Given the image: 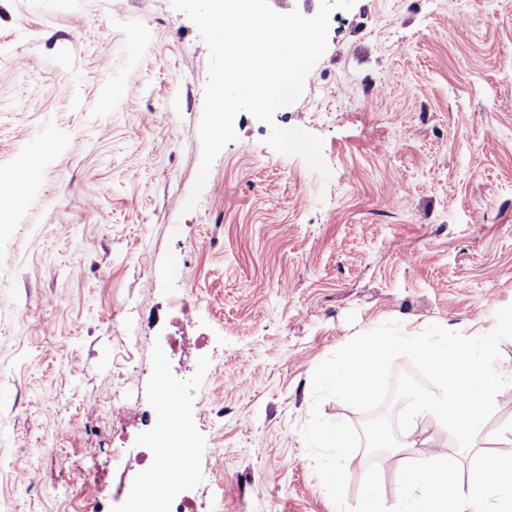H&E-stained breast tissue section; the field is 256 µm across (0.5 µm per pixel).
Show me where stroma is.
Masks as SVG:
<instances>
[{
  "label": "stroma",
  "instance_id": "obj_1",
  "mask_svg": "<svg viewBox=\"0 0 512 512\" xmlns=\"http://www.w3.org/2000/svg\"><path fill=\"white\" fill-rule=\"evenodd\" d=\"M208 59L172 0H0V175L34 182L0 222V512H130L114 492L146 472L108 450L150 443L164 384L203 512H357L368 480L392 507L400 414L386 456L363 420L426 366L395 353L367 403L322 369L373 331L512 313V0L334 10L275 115L322 138L330 180L243 112L185 214ZM497 400L475 443L506 456ZM336 427L362 459L338 486Z\"/></svg>",
  "mask_w": 512,
  "mask_h": 512
}]
</instances>
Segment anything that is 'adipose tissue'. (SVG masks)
<instances>
[{
	"label": "adipose tissue",
	"mask_w": 512,
	"mask_h": 512,
	"mask_svg": "<svg viewBox=\"0 0 512 512\" xmlns=\"http://www.w3.org/2000/svg\"><path fill=\"white\" fill-rule=\"evenodd\" d=\"M512 337V314L494 329L470 336L438 331L427 336L375 333L349 346L336 365L324 371L337 390L370 400L382 363L393 354H416L435 376L433 390H410L404 413L403 447L412 451L402 474L403 493L390 512H512V456L484 455L478 474L461 480L460 453L414 436L415 421L425 417L468 439L475 424L496 403L500 387L512 383V370L498 365L505 339Z\"/></svg>",
	"instance_id": "ef3b65f1"
}]
</instances>
